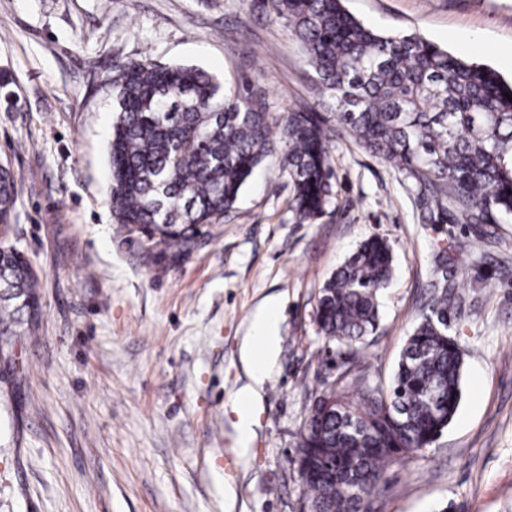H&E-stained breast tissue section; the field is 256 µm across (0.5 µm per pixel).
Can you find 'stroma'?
Instances as JSON below:
<instances>
[{
	"label": "stroma",
	"mask_w": 512,
	"mask_h": 512,
	"mask_svg": "<svg viewBox=\"0 0 512 512\" xmlns=\"http://www.w3.org/2000/svg\"><path fill=\"white\" fill-rule=\"evenodd\" d=\"M512 79V0H343ZM147 57L248 83L272 118L320 97L300 42L265 0H0V163L16 175L11 240L41 288L40 326L0 382V512H301L300 432L343 345L318 332L320 289L369 237L393 248L359 366L389 384L438 289L464 352L440 438L387 470L368 512H512V223L425 224L415 188L352 139L333 196L296 223L280 153L180 262L146 265L109 194L112 79ZM281 301L278 354L236 429L241 347Z\"/></svg>",
	"instance_id": "obj_1"
}]
</instances>
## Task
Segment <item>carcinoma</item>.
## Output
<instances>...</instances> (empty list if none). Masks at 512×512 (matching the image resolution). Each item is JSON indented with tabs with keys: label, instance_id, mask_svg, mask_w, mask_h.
<instances>
[{
	"label": "carcinoma",
	"instance_id": "carcinoma-1",
	"mask_svg": "<svg viewBox=\"0 0 512 512\" xmlns=\"http://www.w3.org/2000/svg\"><path fill=\"white\" fill-rule=\"evenodd\" d=\"M288 23L323 91L322 111H292L277 124L265 103L186 64L131 59L112 86L110 144L115 220L141 234L158 263L192 251L234 209L254 170L281 150L296 223L311 224L333 193L331 149L348 135L424 190L425 219L512 221V82L416 33L380 32L342 0H267ZM15 176L0 175V214H12ZM392 249L372 236L323 285L316 322L354 356L378 328V294ZM39 278L15 245L0 246V350L39 318ZM448 291L407 339L383 391L349 368L328 383L300 433L298 462L315 512H367L364 496L387 466L430 446L455 416L464 353L448 336Z\"/></svg>",
	"mask_w": 512,
	"mask_h": 512
}]
</instances>
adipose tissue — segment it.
I'll return each instance as SVG.
<instances>
[{
	"label": "adipose tissue",
	"instance_id": "obj_1",
	"mask_svg": "<svg viewBox=\"0 0 512 512\" xmlns=\"http://www.w3.org/2000/svg\"><path fill=\"white\" fill-rule=\"evenodd\" d=\"M280 303L277 299H269L257 313L252 334L244 341L241 358L250 381L237 393L238 400L254 404L266 379V368L278 349V326Z\"/></svg>",
	"mask_w": 512,
	"mask_h": 512
}]
</instances>
